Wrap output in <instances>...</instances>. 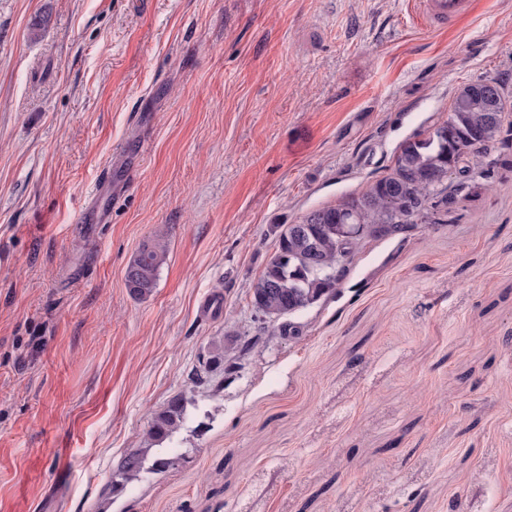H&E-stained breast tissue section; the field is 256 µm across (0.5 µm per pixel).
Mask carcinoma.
<instances>
[{"mask_svg":"<svg viewBox=\"0 0 512 512\" xmlns=\"http://www.w3.org/2000/svg\"><path fill=\"white\" fill-rule=\"evenodd\" d=\"M504 120L500 82L488 78L471 82L455 94L448 121L424 138L404 141L393 166L365 191L307 213L299 229L291 224L274 225V252L251 288V304L269 318L267 330L297 335L291 318L336 293L348 274L343 263L354 259L363 239L440 223V209L429 202L438 198L446 212H451L458 195L472 187L483 152L497 142L509 145L502 137ZM166 253L167 243L158 238L131 258L125 272L131 295L144 298L153 291ZM188 419L182 396L157 412L148 435L160 448L151 465H146L147 448L124 455L113 471L112 494L123 492L127 484L146 474L174 466L179 457L171 456V450L161 444L173 441Z\"/></svg>","mask_w":512,"mask_h":512,"instance_id":"obj_1","label":"carcinoma"}]
</instances>
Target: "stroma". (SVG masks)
<instances>
[{"mask_svg":"<svg viewBox=\"0 0 512 512\" xmlns=\"http://www.w3.org/2000/svg\"><path fill=\"white\" fill-rule=\"evenodd\" d=\"M412 2L0 0V512H512L499 149L442 226L365 241L299 339L194 376L254 333L273 225L363 192L465 84L498 78L512 111V0L441 30ZM177 395L185 458L111 496ZM166 253L167 243L163 238H157L144 244L131 258L125 272L126 286L131 295L144 298L153 291Z\"/></svg>","mask_w":512,"mask_h":512,"instance_id":"obj_1","label":"stroma"}]
</instances>
